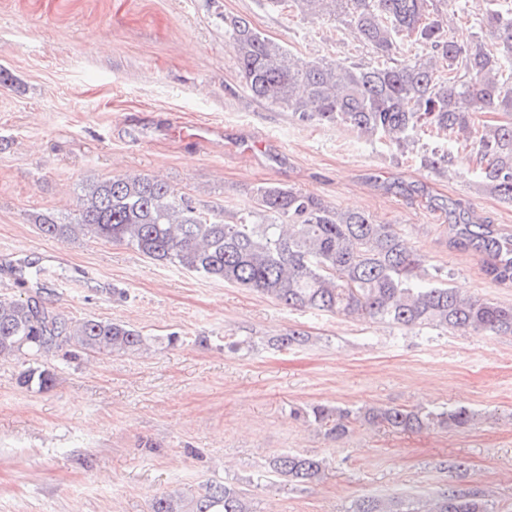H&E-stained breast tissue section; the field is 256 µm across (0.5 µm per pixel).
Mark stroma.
I'll return each mask as SVG.
<instances>
[{
	"label": "stroma",
	"mask_w": 512,
	"mask_h": 512,
	"mask_svg": "<svg viewBox=\"0 0 512 512\" xmlns=\"http://www.w3.org/2000/svg\"><path fill=\"white\" fill-rule=\"evenodd\" d=\"M240 16L306 60L369 61L350 30L266 0H0V298L42 300L73 319L119 322L146 353L44 360L50 390L20 388L0 362V512H150L153 497L211 480L246 484L253 512H349L363 496L422 499L448 485L512 512V336L407 332L291 311L246 288L166 266L118 243L44 236L40 213L74 220L83 184L143 173L225 220L256 187L310 191L397 225L453 288L512 304V282L448 244L470 221L512 234V206L473 172H435L429 132L400 151L345 126L301 123L245 89L224 37ZM109 32L100 49L96 34ZM309 336L289 349L268 340ZM254 348L230 350L231 340ZM466 406L465 429L365 423L328 440L289 411L312 404ZM319 456V482L265 473L274 453ZM463 460L466 472L451 470Z\"/></svg>",
	"instance_id": "obj_1"
}]
</instances>
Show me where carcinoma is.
Instances as JSON below:
<instances>
[{"instance_id":"obj_1","label":"carcinoma","mask_w":512,"mask_h":512,"mask_svg":"<svg viewBox=\"0 0 512 512\" xmlns=\"http://www.w3.org/2000/svg\"><path fill=\"white\" fill-rule=\"evenodd\" d=\"M299 14L336 29L360 33L373 54L367 63L338 59L302 62L243 17L224 20L239 73L258 101L303 123L345 125L402 151L430 129L469 144L480 185L512 203V0H487L488 29L466 44L450 35L438 0H290ZM497 120L476 123L480 114ZM434 171L456 166L446 150L431 151ZM42 233L61 241L89 234L121 243L163 265L267 295L295 310L378 321L405 330L512 335V306L465 297L423 260L394 224L338 209L320 196L275 184L255 189L252 210L226 223L149 175H114L82 187L79 213L62 223L39 214ZM448 242L486 256V271L512 281V237L487 224H450ZM298 329L274 338L279 347L301 345ZM149 338L128 325L96 318H66L38 299H0V362L26 360L17 380L49 389L53 369L42 353L69 347L85 354L140 353ZM293 416L327 439L346 437L355 421L401 431L465 428L475 414L460 406L420 411L392 406L357 409L316 404ZM271 475L296 486L316 482L322 459L282 451L269 457ZM150 512H252L247 490L211 481L200 491L153 497ZM351 512H488L475 492L454 485L417 503L404 497H362Z\"/></svg>"}]
</instances>
